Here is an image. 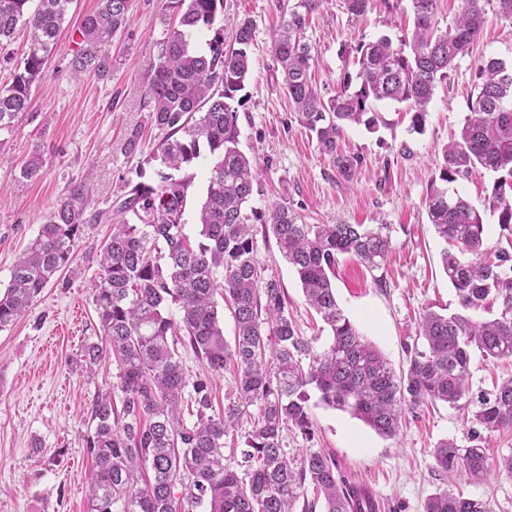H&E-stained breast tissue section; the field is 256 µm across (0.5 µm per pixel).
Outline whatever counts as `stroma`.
<instances>
[{
    "mask_svg": "<svg viewBox=\"0 0 512 512\" xmlns=\"http://www.w3.org/2000/svg\"><path fill=\"white\" fill-rule=\"evenodd\" d=\"M98 0H74L53 57L34 85L33 109L21 116L14 134L0 136V290L5 289L16 256L35 238L46 215L73 181L89 178L90 209L115 202L122 181L157 182L162 171L150 154L164 137L151 125L145 89L161 50L172 10L161 0H133L126 29L107 49L106 73L75 81L69 62L77 49L78 26ZM288 0H223L214 29L192 37L207 50L215 32L232 39L242 19L253 24L251 68L232 102L238 112L241 150L258 169L246 213L255 226V247L268 274L288 295L302 335L327 346L330 329L306 304L300 281L283 259L273 236L264 233L267 207L286 199L311 224H386L391 252L384 286L356 259L343 256L331 281L346 315L394 369L407 364L420 313L429 306L456 309L457 298L442 269L445 243L428 221L425 200L437 177L436 153L458 134L476 82L478 58L512 62V23L485 5L487 23L471 54L459 58L438 84L422 132L411 128L405 104L375 103L376 131L346 128L344 153L358 156L360 171L345 182L315 136L300 126L283 91L271 47ZM413 26L411 0H372L358 23H351L343 0H320L304 32L314 48L313 75L319 93L330 98L348 67L345 50L358 40L388 36L399 41ZM142 130V151L129 154L124 142ZM40 157L44 176L22 177L24 165ZM209 152L183 171L189 178L183 215L185 232L199 240L198 210L205 198ZM492 173L477 170L457 184L458 191L483 210L490 243H497V216L484 210ZM99 273L86 261L81 277L42 291L14 324L0 329V512H88V478L93 462L86 450L88 410L98 391L115 383L112 364L87 377L79 365L85 344L99 342L90 283ZM315 424L313 439L287 433L288 453L327 450L342 479L370 488L381 512H423L436 489L448 486L432 457L434 445L452 439L468 446V426L444 404L405 412L395 436L383 437L350 413L325 406L309 389ZM465 494L488 499L494 512H512V476L490 467L479 483L458 481Z\"/></svg>",
    "mask_w": 512,
    "mask_h": 512,
    "instance_id": "obj_1",
    "label": "stroma"
}]
</instances>
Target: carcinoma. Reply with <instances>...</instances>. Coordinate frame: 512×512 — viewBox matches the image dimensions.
I'll return each instance as SVG.
<instances>
[{"mask_svg": "<svg viewBox=\"0 0 512 512\" xmlns=\"http://www.w3.org/2000/svg\"><path fill=\"white\" fill-rule=\"evenodd\" d=\"M72 2L0 0V63L13 60L6 49L17 30L27 32L23 66L0 87V134L13 132L19 116L31 110L32 86L57 49ZM221 2L166 0L179 23L166 33L146 88L150 122L167 131L150 159L179 171L200 157L202 142L213 157L199 212L202 240L194 244L184 233L188 182L170 174L157 183H124L116 210L93 217L112 221V231L91 257L100 271L91 291L102 342L88 344L83 358L91 375L106 359L118 373L117 382L97 393L91 405L89 512H195L202 504L207 512H295L308 487L315 499L303 501L302 512H316L319 504L323 512H380L364 484L337 476L330 453L286 451L284 430L314 437L309 386L322 403L385 437L397 433L405 411L428 401L472 412L469 436L475 444L461 448L443 439L432 457L445 473L483 479L488 456L476 444L478 428H512V378L474 396L470 362L475 351L486 360L512 358V253L489 247L480 211L451 184L477 166L499 174L487 204L512 246V65L497 58L478 62L469 113L457 138L440 150L438 179L432 180L425 209L435 234L457 248L444 251L442 266L460 310L427 308L418 323L423 346L410 349L407 368L397 372L339 307L330 278L345 254L371 271L381 269L391 248L388 225L309 224L286 202L268 206L265 232L331 330L324 348L298 333L280 281L264 274L244 212L257 171L239 148L238 115L230 105L249 73L253 25L241 21L228 48L221 35L206 51L191 42L193 32L215 24ZM319 2L297 0L288 7L272 53L298 123L315 135L319 150L349 183L361 159L341 151L345 127L375 130L380 116L373 104L388 100L407 104L412 129L421 130L437 85L480 37L486 0H463L454 25L440 33L433 24L437 0H411L408 48L394 46L387 36L357 42L348 50L354 71L344 72L327 100L311 82L315 55L304 39L308 15ZM132 5L133 0H99L78 29L70 78L106 71V48L125 30ZM89 192L87 178L70 185L16 257L0 294V329L14 324L61 271L82 274L76 257L89 223ZM129 215L137 222H129ZM218 296L234 320L231 344L224 338ZM478 311L485 316H474ZM180 335L206 372L187 375L173 342ZM226 370L234 376L233 401L217 413L210 376ZM189 405L196 417L191 423L183 416ZM245 418L251 429L235 468L224 448ZM424 512L493 509L484 498L446 487L426 499Z\"/></svg>", "mask_w": 512, "mask_h": 512, "instance_id": "1", "label": "carcinoma"}]
</instances>
